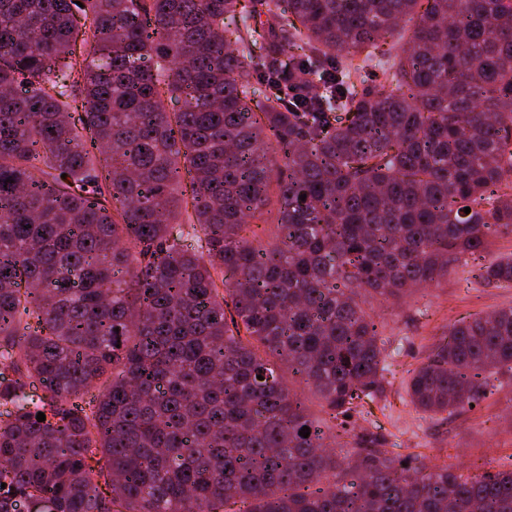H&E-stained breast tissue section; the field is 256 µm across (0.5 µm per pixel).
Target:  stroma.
Listing matches in <instances>:
<instances>
[{
  "label": "stroma",
  "instance_id": "1",
  "mask_svg": "<svg viewBox=\"0 0 512 512\" xmlns=\"http://www.w3.org/2000/svg\"><path fill=\"white\" fill-rule=\"evenodd\" d=\"M387 322L386 333L400 342L385 373L386 407L358 419L356 433L381 428L405 455L425 456L428 465L453 464L467 476L512 468V376L500 384L480 409L442 424L419 419L403 400L410 370L421 363L451 325L512 307V288L487 285L470 269L456 268L439 284L420 288L398 303L374 301Z\"/></svg>",
  "mask_w": 512,
  "mask_h": 512
}]
</instances>
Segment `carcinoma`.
Returning a JSON list of instances; mask_svg holds the SVG:
<instances>
[{
    "mask_svg": "<svg viewBox=\"0 0 512 512\" xmlns=\"http://www.w3.org/2000/svg\"><path fill=\"white\" fill-rule=\"evenodd\" d=\"M273 197L277 241L241 237ZM502 229L512 0H0V512H512V469L350 428L392 356L361 294L512 284V254L480 262ZM503 369L512 307L405 394L448 420ZM281 373L283 374L286 384L287 386H289L291 393L297 394L298 396L303 398L306 401V404L308 405L310 412L315 417H324V413L322 410V400L319 397V395L299 379L291 378L288 375V370L286 368L282 367Z\"/></svg>",
    "mask_w": 512,
    "mask_h": 512,
    "instance_id": "obj_1",
    "label": "carcinoma"
}]
</instances>
